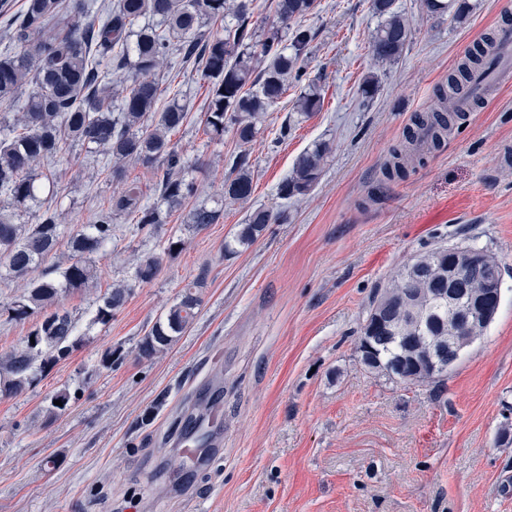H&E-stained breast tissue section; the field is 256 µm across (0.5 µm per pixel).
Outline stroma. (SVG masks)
<instances>
[{"label": "stroma", "mask_w": 512, "mask_h": 512, "mask_svg": "<svg viewBox=\"0 0 512 512\" xmlns=\"http://www.w3.org/2000/svg\"><path fill=\"white\" fill-rule=\"evenodd\" d=\"M469 3L458 23L429 18L421 0H397L411 40L399 60L381 63L370 45L379 22L371 0H320L304 24L321 108L295 116L300 90L289 87L250 146L251 204L282 211L281 223L225 253L248 207L228 205L168 255L164 243L185 210L154 234L139 231L135 216L119 219L96 258V287L63 297L85 343L28 390L0 396V512H512V438L503 436L512 430V163L499 160L512 150V85L485 92L403 179L382 175L414 113L430 109L457 60L512 8V0ZM162 76L163 98L178 97L188 112L172 141L201 198L220 194L236 142L205 132L209 84L178 60ZM370 76L378 90L366 101ZM289 117L291 133L277 142ZM318 141L332 147L320 183L279 199L296 157ZM105 164L77 151L46 165L66 232L120 191ZM437 245L494 253L502 300L443 382L408 387L368 371L357 340L377 287ZM143 253L161 255L160 274L136 286L110 323L91 324L98 298L129 280ZM197 279L193 324L137 360L141 338ZM19 293L18 282L0 279V353L21 347L31 329L5 312ZM110 348L124 359L107 369L100 359ZM64 388L75 401L48 416L49 397ZM216 408L223 422L190 465L183 425Z\"/></svg>", "instance_id": "35a3bbf8"}]
</instances>
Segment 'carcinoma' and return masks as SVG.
I'll return each instance as SVG.
<instances>
[{
  "instance_id": "carcinoma-1",
  "label": "carcinoma",
  "mask_w": 512,
  "mask_h": 512,
  "mask_svg": "<svg viewBox=\"0 0 512 512\" xmlns=\"http://www.w3.org/2000/svg\"><path fill=\"white\" fill-rule=\"evenodd\" d=\"M254 0H116L105 9L92 0H25L20 20L10 28L13 51L0 56V102L18 106L0 113V268L27 283L7 308L9 318L32 322L25 346L0 355V395H16L67 358L84 343L76 318L63 308V294L89 287L98 276L94 256L112 242L114 223L124 214L137 216L143 230L165 223L198 192L185 176L186 161L170 134L187 118L174 100L157 111L161 89L157 75L178 53L197 66L209 81L204 127L221 140L232 131L241 151L228 159L234 177L224 181L219 196L188 211L195 231L216 224L224 203L245 204L253 193L249 154L265 112L288 90L301 85L295 111L309 115L321 107L320 94L307 82L305 62L314 35L303 25L317 0H273L278 27L261 38L250 19ZM380 23L371 33L373 56L398 60L410 42L411 28L395 0H372ZM430 16L459 19L468 0H422ZM224 21V30L209 37L205 22ZM493 39L477 45L450 74L437 94V106L414 117L403 143L391 153L385 175L401 176L424 152L436 149L458 116L457 98L490 66ZM33 90L25 98L27 86ZM102 153L112 163V177L124 183L108 210L73 234H65L62 213L39 199L41 166L68 149ZM330 147L318 143L295 160L278 187L283 200L309 194L321 181ZM134 162L157 172L159 202L142 203L140 187L124 181V164ZM37 203L34 223L18 224L16 211ZM283 213L266 207L250 211L232 245H252ZM66 243L72 253L63 267L45 263ZM160 257L140 256L130 281L109 289L98 301L92 323L106 325L126 305L133 288L156 278ZM448 277V248L439 246L406 262L388 283L375 291L367 318L376 328L361 326L359 340L373 353L363 361L369 371L394 372L404 359L418 358L446 337L455 316L436 297L433 282L412 279L419 301L405 297L404 279L416 268ZM196 280L185 286L177 302L154 322L138 348L149 359L166 350L196 318L201 297Z\"/></svg>"
}]
</instances>
